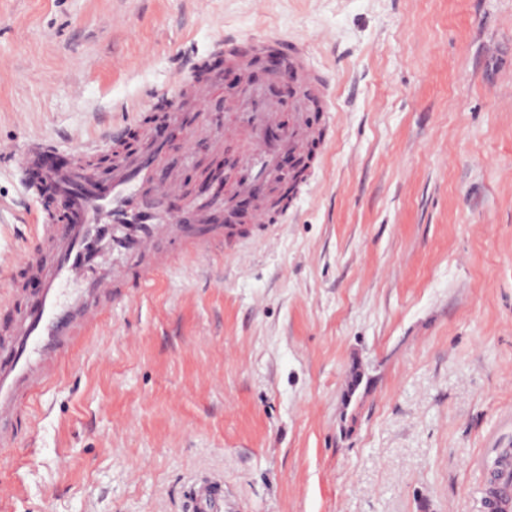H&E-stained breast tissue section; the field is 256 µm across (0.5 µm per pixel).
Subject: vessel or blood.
Returning <instances> with one entry per match:
<instances>
[{
    "label": "vessel or blood",
    "instance_id": "obj_1",
    "mask_svg": "<svg viewBox=\"0 0 512 512\" xmlns=\"http://www.w3.org/2000/svg\"><path fill=\"white\" fill-rule=\"evenodd\" d=\"M270 37H252L247 49L237 41L224 43V58L236 73L241 87L254 95L236 114V125L251 128L253 140L242 147L236 169L224 187L226 199L248 195L256 204L250 216L254 225L272 220L267 205L271 188L279 182L285 156H308L313 141L328 140L336 128L327 76L310 66L303 45L291 44L283 58L284 67L311 104L312 114L272 106L256 95L258 82L250 58L273 47ZM176 91L194 96L197 107L190 112L170 113L163 122L164 134L148 129L140 147L117 158L110 176H95L83 158L59 168L45 167L53 144L33 139L17 156V170L34 173L39 184L48 185L61 204L60 211L39 212L36 236L46 255L38 273L43 285L32 300L19 305L13 317V333L0 347V447L17 443V426L30 416L31 400L50 380L58 377L67 363L100 328L113 298L128 292L130 285L156 280L173 261L159 251L158 238L173 231L178 218L166 202L179 194L175 175L166 169L169 143H189L203 123L209 92L218 82L198 86L193 76L178 78ZM234 224L212 225L202 235H185L179 241L181 254H195L240 234ZM123 257L125 268L118 273L102 271L101 253ZM193 512H224V500L214 486H199L193 497ZM484 512H512V469H500L489 497L483 498Z\"/></svg>",
    "mask_w": 512,
    "mask_h": 512
}]
</instances>
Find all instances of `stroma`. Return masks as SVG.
<instances>
[{
  "label": "stroma",
  "mask_w": 512,
  "mask_h": 512,
  "mask_svg": "<svg viewBox=\"0 0 512 512\" xmlns=\"http://www.w3.org/2000/svg\"><path fill=\"white\" fill-rule=\"evenodd\" d=\"M304 41L336 131L283 223L113 299L0 447V512H481L512 448V0H0V326L67 157L140 129L227 35ZM237 141L173 143L194 185ZM193 512H223L224 499L211 485H200L194 493Z\"/></svg>",
  "instance_id": "35a3bbf8"
}]
</instances>
